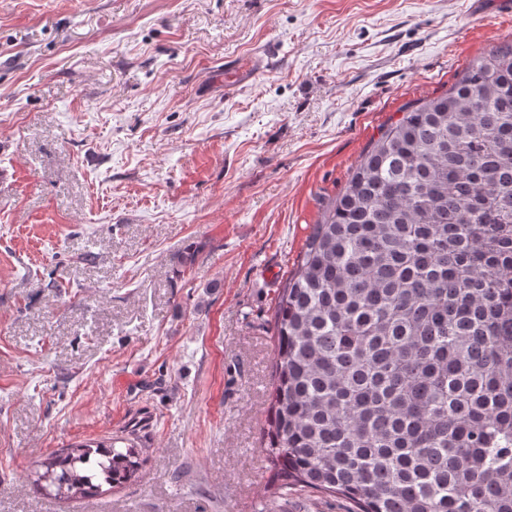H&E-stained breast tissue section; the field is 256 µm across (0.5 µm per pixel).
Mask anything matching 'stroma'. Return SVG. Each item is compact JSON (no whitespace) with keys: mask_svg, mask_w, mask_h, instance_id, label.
I'll use <instances>...</instances> for the list:
<instances>
[{"mask_svg":"<svg viewBox=\"0 0 512 512\" xmlns=\"http://www.w3.org/2000/svg\"><path fill=\"white\" fill-rule=\"evenodd\" d=\"M508 38L512 0H0V512H260L312 224ZM131 429L137 482L60 502L28 477Z\"/></svg>","mask_w":512,"mask_h":512,"instance_id":"obj_1","label":"stroma"}]
</instances>
